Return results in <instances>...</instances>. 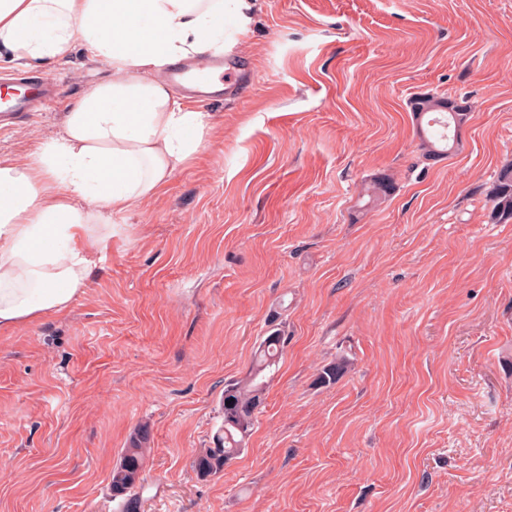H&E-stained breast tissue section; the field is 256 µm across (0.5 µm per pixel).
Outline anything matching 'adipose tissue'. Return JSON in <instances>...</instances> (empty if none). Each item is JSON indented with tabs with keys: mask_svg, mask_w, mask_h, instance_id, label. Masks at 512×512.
Instances as JSON below:
<instances>
[{
	"mask_svg": "<svg viewBox=\"0 0 512 512\" xmlns=\"http://www.w3.org/2000/svg\"><path fill=\"white\" fill-rule=\"evenodd\" d=\"M254 0H0V50L40 69L73 40L110 78L37 152L0 163V331L66 310L88 287L113 215L160 194L214 131L161 68L250 32Z\"/></svg>",
	"mask_w": 512,
	"mask_h": 512,
	"instance_id": "ef3b65f1",
	"label": "adipose tissue"
}]
</instances>
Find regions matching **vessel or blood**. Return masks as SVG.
<instances>
[{"mask_svg": "<svg viewBox=\"0 0 512 512\" xmlns=\"http://www.w3.org/2000/svg\"><path fill=\"white\" fill-rule=\"evenodd\" d=\"M235 54L222 56L204 54L194 59L171 65L169 81L193 94L204 95L208 101L223 97L225 69L234 67ZM59 100L55 84L44 77L28 74L0 76V124L14 123L29 113L52 108Z\"/></svg>", "mask_w": 512, "mask_h": 512, "instance_id": "obj_1", "label": "vessel or blood"}]
</instances>
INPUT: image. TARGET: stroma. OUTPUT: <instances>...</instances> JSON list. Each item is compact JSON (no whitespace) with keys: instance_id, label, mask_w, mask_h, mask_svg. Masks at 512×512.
Segmentation results:
<instances>
[{"instance_id":"35a3bbf8","label":"stroma","mask_w":512,"mask_h":512,"mask_svg":"<svg viewBox=\"0 0 512 512\" xmlns=\"http://www.w3.org/2000/svg\"><path fill=\"white\" fill-rule=\"evenodd\" d=\"M254 66L161 194L113 215L91 284L0 333V512H118L112 470L151 427L140 512H512V0H258ZM62 100L0 129L35 152L109 71L80 42ZM463 102L428 159L418 95ZM378 176L390 196L362 210ZM288 344L244 451L193 461L272 314ZM345 358L335 384L321 368ZM490 202L492 220H512V163H506L499 169L491 190Z\"/></svg>"}]
</instances>
